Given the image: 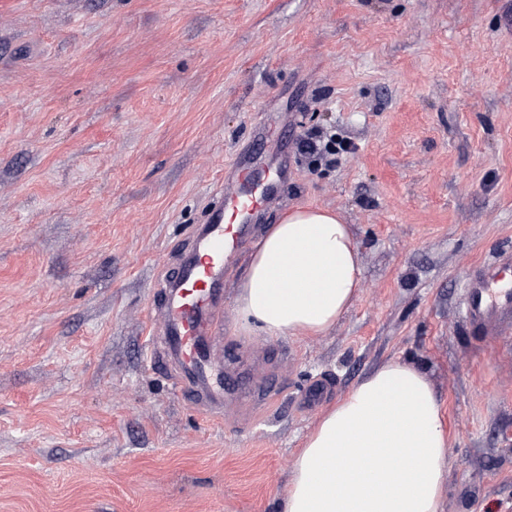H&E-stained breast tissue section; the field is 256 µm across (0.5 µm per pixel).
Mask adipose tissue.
I'll use <instances>...</instances> for the list:
<instances>
[{
    "label": "adipose tissue",
    "mask_w": 512,
    "mask_h": 512,
    "mask_svg": "<svg viewBox=\"0 0 512 512\" xmlns=\"http://www.w3.org/2000/svg\"><path fill=\"white\" fill-rule=\"evenodd\" d=\"M362 288L348 225L330 211L297 209L253 254L237 313L251 331L320 336ZM450 468L442 404L426 373L392 359L321 417L292 463L280 512H441Z\"/></svg>",
    "instance_id": "obj_1"
}]
</instances>
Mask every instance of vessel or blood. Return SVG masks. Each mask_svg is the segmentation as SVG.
I'll return each instance as SVG.
<instances>
[{
  "label": "vessel or blood",
  "mask_w": 512,
  "mask_h": 512,
  "mask_svg": "<svg viewBox=\"0 0 512 512\" xmlns=\"http://www.w3.org/2000/svg\"><path fill=\"white\" fill-rule=\"evenodd\" d=\"M273 180H259L242 160L224 170V187L206 223L192 225L174 272L158 284L154 310L161 332L147 345L148 364L167 365L175 389L213 418L224 415V285L233 262L258 243L257 219L279 201L283 158ZM464 313L485 335L512 324V265L483 267L467 284Z\"/></svg>",
  "instance_id": "1"
}]
</instances>
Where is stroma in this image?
Wrapping results in <instances>:
<instances>
[{
    "label": "stroma",
    "instance_id": "obj_1",
    "mask_svg": "<svg viewBox=\"0 0 512 512\" xmlns=\"http://www.w3.org/2000/svg\"><path fill=\"white\" fill-rule=\"evenodd\" d=\"M264 133L251 140L253 128ZM316 131L355 149L313 164ZM288 157L284 202L338 212L364 288L323 336L243 331L224 419L144 346L162 272L224 168ZM512 254V0H0V512H278L320 417L390 359L424 368L454 465L442 512H512V328L461 310Z\"/></svg>",
    "mask_w": 512,
    "mask_h": 512
}]
</instances>
